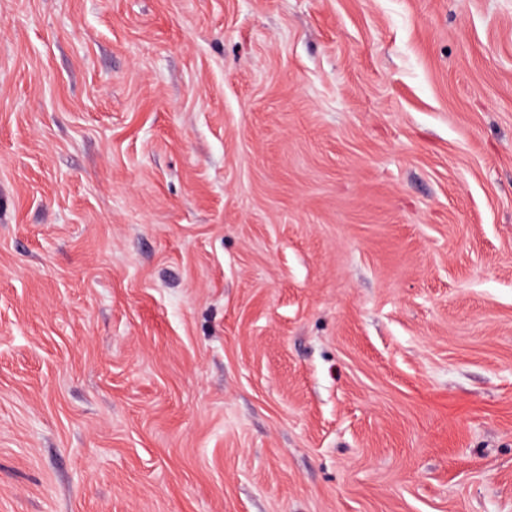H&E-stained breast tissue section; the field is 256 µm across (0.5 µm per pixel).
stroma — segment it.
Here are the masks:
<instances>
[{
    "instance_id": "1",
    "label": "stroma",
    "mask_w": 512,
    "mask_h": 512,
    "mask_svg": "<svg viewBox=\"0 0 512 512\" xmlns=\"http://www.w3.org/2000/svg\"><path fill=\"white\" fill-rule=\"evenodd\" d=\"M0 512H512V0H0Z\"/></svg>"
}]
</instances>
